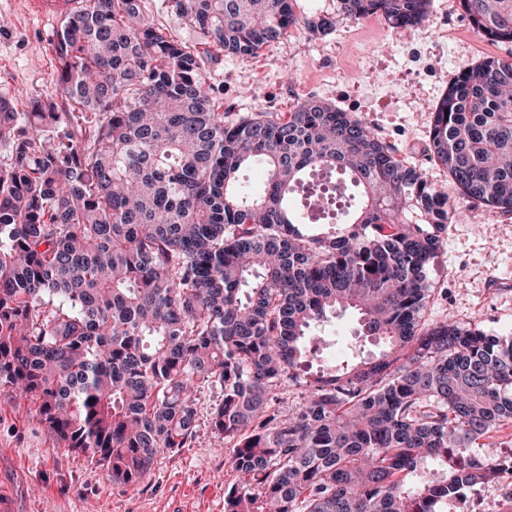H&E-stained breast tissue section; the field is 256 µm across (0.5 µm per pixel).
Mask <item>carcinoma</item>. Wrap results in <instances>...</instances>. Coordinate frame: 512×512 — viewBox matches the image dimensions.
Listing matches in <instances>:
<instances>
[{
    "label": "carcinoma",
    "mask_w": 512,
    "mask_h": 512,
    "mask_svg": "<svg viewBox=\"0 0 512 512\" xmlns=\"http://www.w3.org/2000/svg\"><path fill=\"white\" fill-rule=\"evenodd\" d=\"M143 0H82L56 33L76 111L0 98V388L112 480L139 484L208 426L241 479L224 512H443L512 474L471 448L512 423V336L425 319L454 219L512 213V56L456 77L433 160L471 201L406 166L364 121L317 102L224 120L189 45ZM226 54L297 23L294 0H169ZM431 0H337L419 23ZM512 45V0H461ZM259 161L255 191L237 172ZM358 197H346V183ZM352 314L378 352L312 370L317 328ZM305 389L290 409L282 391Z\"/></svg>",
    "instance_id": "obj_1"
}]
</instances>
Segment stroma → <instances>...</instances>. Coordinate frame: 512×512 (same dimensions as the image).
Here are the masks:
<instances>
[{"label":"stroma","mask_w":512,"mask_h":512,"mask_svg":"<svg viewBox=\"0 0 512 512\" xmlns=\"http://www.w3.org/2000/svg\"><path fill=\"white\" fill-rule=\"evenodd\" d=\"M169 37L200 47L166 0H145ZM298 24L246 57L209 48L203 74L219 87L224 117L291 112L308 100L335 106L371 125L396 157L439 186L448 172L428 152L432 108L461 71L504 47L476 35L459 0H432L420 24L392 30L382 17L355 21L336 0H296ZM334 25L312 32L310 21ZM0 98L25 111L32 100L72 105L56 81L53 53L59 20L33 15L27 0H0ZM426 317L453 316L492 336H512V214L485 209L481 225L451 221L429 270ZM237 478L222 437L201 428L192 447L158 454L136 486L113 482L107 470L66 448L35 413L34 403L0 390V490L17 512H224V487ZM512 487L492 484L449 501L445 512H506Z\"/></svg>","instance_id":"35a3bbf8"}]
</instances>
